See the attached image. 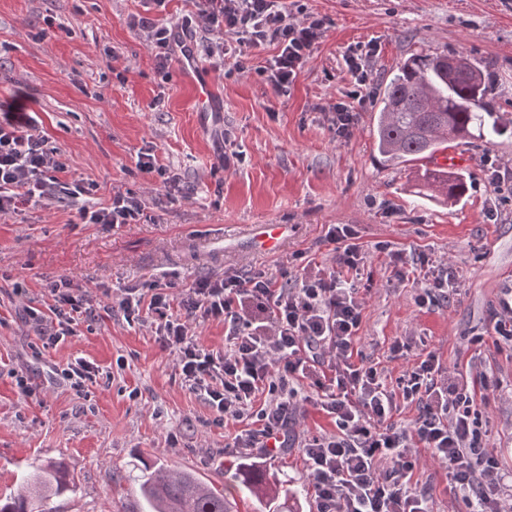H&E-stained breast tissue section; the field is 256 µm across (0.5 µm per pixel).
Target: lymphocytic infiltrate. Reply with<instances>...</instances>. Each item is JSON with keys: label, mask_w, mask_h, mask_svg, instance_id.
Listing matches in <instances>:
<instances>
[{"label": "lymphocytic infiltrate", "mask_w": 512, "mask_h": 512, "mask_svg": "<svg viewBox=\"0 0 512 512\" xmlns=\"http://www.w3.org/2000/svg\"><path fill=\"white\" fill-rule=\"evenodd\" d=\"M203 29L229 32L235 45L212 42L211 54L238 58L272 44L270 62L259 67L273 92L287 94L322 36L324 21H294L283 0H193ZM154 52L157 69L167 68L180 41L173 28L143 15L131 18ZM354 79L352 103L333 105L338 136L347 137L356 121L355 103L364 102L369 82L365 57L347 59ZM45 136L34 133L21 113L0 120V215L54 197L67 163L47 149ZM95 184H74L66 194L80 200L86 224H137L141 201L114 192L108 202L94 200ZM336 246L337 268L304 272L296 288L276 287L258 272L249 276L196 281L172 302L162 288L151 296L128 290L119 309L130 323L154 316L157 341L176 357L183 383L203 397L216 421L253 418L255 426L236 435L235 448L250 451L268 440L287 444L296 412L290 381L307 379L321 393V406L336 423L332 434L305 441L302 451L315 489V512H429L428 493L412 482L420 465L410 441L428 448L448 471L449 489L461 512H512V488L506 474L483 443L480 405L490 388L484 376L449 371L434 352L419 354L389 388L381 370L357 360L356 338L363 303L346 275L358 271L364 256L349 225L328 231ZM51 308L58 327L45 340L56 344L75 335L81 319L95 310L70 280L51 284ZM179 313H172V306ZM223 323L224 346L214 349L194 336L193 327ZM419 410L411 430L397 428L393 414L399 401Z\"/></svg>", "instance_id": "lymphocytic-infiltrate-1"}]
</instances>
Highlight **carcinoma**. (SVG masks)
Segmentation results:
<instances>
[{"label":"carcinoma","instance_id":"obj_1","mask_svg":"<svg viewBox=\"0 0 512 512\" xmlns=\"http://www.w3.org/2000/svg\"><path fill=\"white\" fill-rule=\"evenodd\" d=\"M489 68L461 52L416 55L397 66L387 80L375 115V149L399 165L428 162L454 142H467L499 132ZM424 195L449 202L465 194L467 180L459 171L424 168ZM238 483L258 501H275L280 490L263 469L243 462ZM138 485L147 512H232L228 497L212 490L190 471L144 467ZM70 488L60 464L39 467L24 479L23 491L0 497V512H45L42 504Z\"/></svg>","mask_w":512,"mask_h":512}]
</instances>
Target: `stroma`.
<instances>
[{"label": "stroma", "mask_w": 512, "mask_h": 512, "mask_svg": "<svg viewBox=\"0 0 512 512\" xmlns=\"http://www.w3.org/2000/svg\"><path fill=\"white\" fill-rule=\"evenodd\" d=\"M297 18L325 19L324 32L288 95H275L256 69L268 46L232 59L210 55L208 38L191 45L222 112L204 123L198 89L181 55L155 67L144 35L129 18L147 0H0V109L36 113L49 148L68 164L66 181L96 183V198L138 197V224L80 223L68 196L0 217V495L24 474L63 464L71 491L48 512H146L135 477L143 465L187 470L216 489L232 488L235 512H261L234 488L244 459L296 493V512H313L315 490L301 446L334 432L308 381L297 383L287 447L245 453L233 446L241 423L220 424L182 384L174 357L150 325L127 323L116 307L128 288L160 285L171 297L203 278L261 270L293 288L306 263L335 265L326 234L336 224L358 232L364 269L355 278L363 303L356 347L388 381L403 371L394 341L408 356L434 352L449 370L478 371L493 383L482 406L486 445L512 470V348L496 344L489 311L512 288V193L495 191L483 158L512 173V134L466 143L471 183L454 203L416 192L418 165H384L375 152L373 116L393 69L414 55L459 51L490 66L502 118L512 119V0H286ZM52 35L40 38L44 26ZM375 48L370 97L350 137L336 135L331 104L353 88L346 59ZM177 174L188 197L168 203L141 154ZM288 225L273 253L256 250L260 225ZM389 244L379 250L378 242ZM411 273L396 276L390 251ZM426 258L448 266L459 292L448 303L416 301ZM93 303L111 307L79 322L64 342L44 346L29 310L47 312L48 286L60 278ZM83 359L98 366L97 384L79 395L61 374ZM35 394H23L19 376ZM415 478L430 492L431 512H459L448 472L422 454Z\"/></svg>", "instance_id": "1"}]
</instances>
